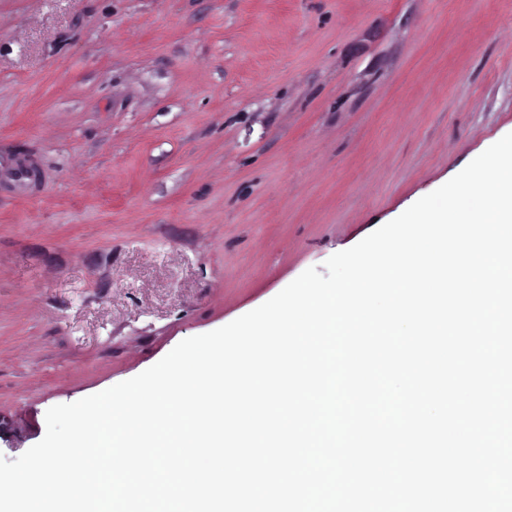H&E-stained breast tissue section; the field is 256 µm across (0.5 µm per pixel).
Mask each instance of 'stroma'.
<instances>
[{
    "mask_svg": "<svg viewBox=\"0 0 512 512\" xmlns=\"http://www.w3.org/2000/svg\"><path fill=\"white\" fill-rule=\"evenodd\" d=\"M511 132L512 0H0V455Z\"/></svg>",
    "mask_w": 512,
    "mask_h": 512,
    "instance_id": "obj_1",
    "label": "stroma"
}]
</instances>
